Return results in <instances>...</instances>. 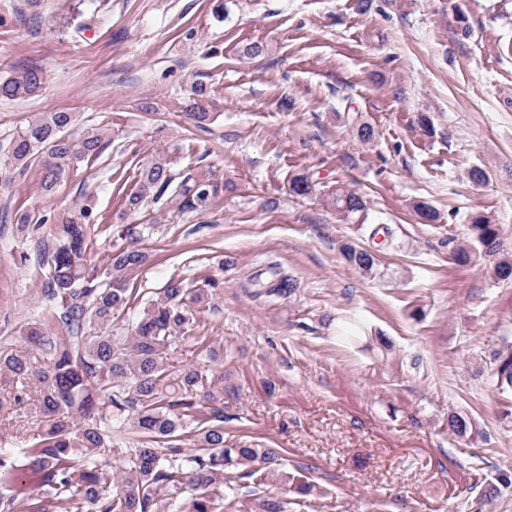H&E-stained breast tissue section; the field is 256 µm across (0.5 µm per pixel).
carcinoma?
<instances>
[{"label":"carcinoma","instance_id":"obj_1","mask_svg":"<svg viewBox=\"0 0 512 512\" xmlns=\"http://www.w3.org/2000/svg\"><path fill=\"white\" fill-rule=\"evenodd\" d=\"M43 76L35 68L20 78L0 80V99L36 96ZM207 92L199 86L187 104V117L202 127L211 119ZM75 113L42 112L20 128L0 158V171L41 164V185L50 192L70 171L98 157L110 141L108 128L89 127L75 135ZM139 191L128 199L138 208L156 203L168 191L183 197L182 208L207 206L215 186L203 175L176 181L170 161L153 157L141 165ZM294 195L313 189L307 175L295 176ZM328 204L345 221L363 224L367 200L338 185ZM87 208L55 225L38 245L37 260L45 269L41 308L25 333V343L42 353L31 365L24 354L0 351V375L15 380L20 392L27 380L39 383L41 428L10 452H0V512H284L283 501L270 492L241 491L224 482L236 471L263 487L279 480L281 453L248 443L229 445L224 438V377L205 367L174 369L169 354L187 342L212 360L201 316L214 278L206 288H190L181 279L168 281L160 296L139 304L128 276L146 260L133 247L114 244L103 265L84 261L94 225ZM468 244L486 253L498 282L512 283V255L500 248V225L480 213L472 216ZM345 261L364 274L377 268L376 254L357 244L342 247ZM255 294L288 297L293 283L272 265L255 276ZM59 326L62 335L52 332ZM493 354L497 386L512 391V336L504 333ZM470 420L448 417V433L464 437ZM40 478L44 492L22 497L15 491L26 472Z\"/></svg>","mask_w":512,"mask_h":512}]
</instances>
